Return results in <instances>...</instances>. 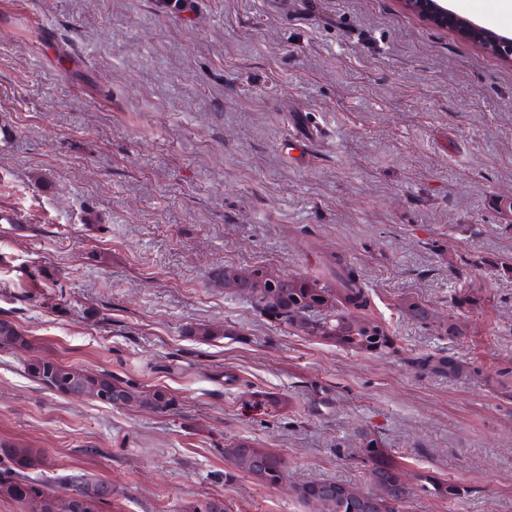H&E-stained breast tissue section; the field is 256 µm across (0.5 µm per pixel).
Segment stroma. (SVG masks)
<instances>
[{
    "mask_svg": "<svg viewBox=\"0 0 512 512\" xmlns=\"http://www.w3.org/2000/svg\"><path fill=\"white\" fill-rule=\"evenodd\" d=\"M463 15L512 37L505 0ZM512 64L399 0H0V442L42 449L56 493L80 471L109 512H313L295 484L364 487L355 430L378 432L416 491L407 512H512ZM356 265L401 355H355L214 286L224 266L315 277ZM474 287L479 309L451 315ZM417 299L431 320L405 315ZM455 318L460 343L434 327ZM213 325L202 341L188 327ZM440 351L475 367L418 372ZM48 356L146 388L173 413L116 409L32 380ZM299 412L242 409L251 391ZM283 456L270 487L224 458ZM483 301L482 296L476 288H460L454 290L450 295L448 303L450 307L455 310L454 314H458L462 310L469 311L470 309H477ZM31 344L29 336L9 318H0V350L21 351ZM410 360L420 372L441 375L448 380H457L475 373V368L469 363L442 352H421ZM420 487L441 500L458 501L468 494V489L456 482L439 478L434 472L421 473L417 476ZM57 479L63 483L74 485L80 488L86 496L92 500L97 501L98 505L95 511L91 512H101L99 509L100 504H104L106 501L101 499L112 497V487L109 485H105L106 483L93 478L89 474L80 473V472H67L63 474H59Z\"/></svg>",
    "mask_w": 512,
    "mask_h": 512,
    "instance_id": "stroma-1",
    "label": "stroma"
}]
</instances>
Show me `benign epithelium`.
<instances>
[{
  "instance_id": "1",
  "label": "benign epithelium",
  "mask_w": 512,
  "mask_h": 512,
  "mask_svg": "<svg viewBox=\"0 0 512 512\" xmlns=\"http://www.w3.org/2000/svg\"><path fill=\"white\" fill-rule=\"evenodd\" d=\"M402 7L422 20L442 29H452L460 36L472 41L481 48L493 49L504 60L512 63V37L498 34L479 26L470 19L461 17L447 7V0H400ZM280 280L278 276L249 271H235L229 279V287L260 286L274 288Z\"/></svg>"
}]
</instances>
